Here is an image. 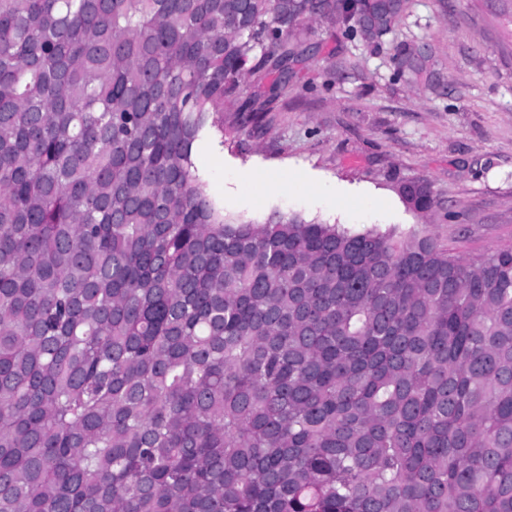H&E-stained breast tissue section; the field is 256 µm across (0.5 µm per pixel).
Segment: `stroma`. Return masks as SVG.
I'll return each instance as SVG.
<instances>
[{"instance_id": "obj_1", "label": "stroma", "mask_w": 512, "mask_h": 512, "mask_svg": "<svg viewBox=\"0 0 512 512\" xmlns=\"http://www.w3.org/2000/svg\"><path fill=\"white\" fill-rule=\"evenodd\" d=\"M428 44L440 75L408 85L398 44ZM288 89L265 71L239 85L223 125L206 128L195 173L226 216L261 222L275 211L354 231L423 227L463 258L512 247V0H410L407 15L375 45L327 17L303 24ZM263 114L236 129L239 105ZM288 183L266 190L265 179ZM426 181L428 218L399 187Z\"/></svg>"}]
</instances>
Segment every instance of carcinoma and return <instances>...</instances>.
Listing matches in <instances>:
<instances>
[{"label": "carcinoma", "mask_w": 512, "mask_h": 512, "mask_svg": "<svg viewBox=\"0 0 512 512\" xmlns=\"http://www.w3.org/2000/svg\"><path fill=\"white\" fill-rule=\"evenodd\" d=\"M408 5L0 0V512H512V248L226 217L192 161L304 22Z\"/></svg>", "instance_id": "carcinoma-1"}]
</instances>
